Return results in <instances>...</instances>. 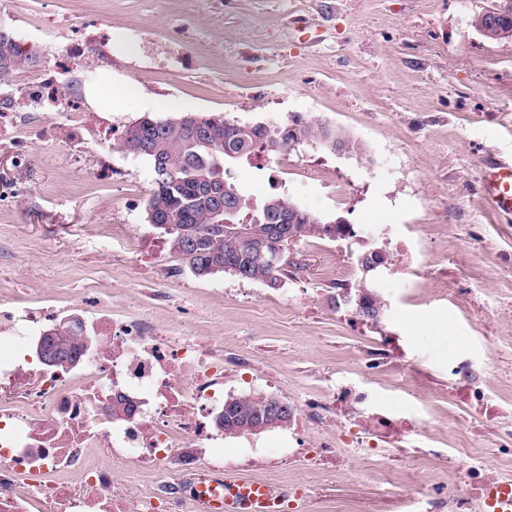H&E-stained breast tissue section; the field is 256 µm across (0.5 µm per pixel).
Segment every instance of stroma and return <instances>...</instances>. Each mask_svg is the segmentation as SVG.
<instances>
[{"label": "stroma", "mask_w": 512, "mask_h": 512, "mask_svg": "<svg viewBox=\"0 0 512 512\" xmlns=\"http://www.w3.org/2000/svg\"><path fill=\"white\" fill-rule=\"evenodd\" d=\"M501 0H0V29L28 59L0 99L18 119L0 126V291L17 310L41 302L60 319L97 289L117 318L135 315L127 296L168 289L187 316L158 307L159 328L223 339L254 369L227 382L228 394L273 393L289 400L323 377L366 390L370 413L430 406V421L405 448H444L448 358L458 337L484 335L483 319H464L451 288L484 290L487 306L512 294V219L482 195L493 157L512 156V39L485 41L472 16ZM85 40L80 53L71 47ZM107 68L136 80L141 95L118 112H63L40 94L44 77L61 92L84 93L88 72ZM180 112L241 124L300 116L343 128L366 148L339 155L306 143L287 160L260 156L236 168L241 191L259 202L286 194L327 220L352 224L342 240L292 246L298 266L279 289L227 273L199 277L146 219L155 188L151 163L121 139L161 103ZM108 224L101 240L92 225ZM421 256L417 276L378 275L385 303L378 325L343 300L365 275L356 264L374 246L400 260V245ZM399 339L407 363L428 373L426 391L405 390L364 373L357 358L380 337ZM327 488L338 512H397L406 478L373 451L331 479L304 462L267 472Z\"/></svg>", "instance_id": "stroma-1"}]
</instances>
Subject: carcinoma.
Listing matches in <instances>:
<instances>
[{"label":"carcinoma","instance_id":"obj_1","mask_svg":"<svg viewBox=\"0 0 512 512\" xmlns=\"http://www.w3.org/2000/svg\"><path fill=\"white\" fill-rule=\"evenodd\" d=\"M495 16L483 12L472 18V27L487 41L512 38V4L494 9ZM27 60L11 35L0 34V79L10 76ZM324 136L322 125L299 117L278 125H242L221 121L209 135L193 133L183 115L161 118L146 113L130 125L121 141L128 153L148 158H162L166 171H154L156 187L146 204L153 215V227L166 236L170 248L197 276L226 273L258 281L270 289L280 287L288 268L289 246L312 237L346 238L353 228L342 222H323L303 210L283 194H274L262 203L252 205L231 176V169L262 154L292 148L298 138L319 140ZM210 186L224 187V212L208 196ZM248 223L256 242L263 250L239 237L236 228ZM385 250L372 249L362 256L364 273L387 268ZM346 301L367 321L377 323L384 314L385 303L364 286L347 293ZM83 322L74 317L52 328L41 341L40 353L55 367L74 360L83 349ZM284 399L275 395L253 393L231 399L225 405L219 424L224 436L237 438L242 429L273 431L286 429L294 419V408L283 409Z\"/></svg>","mask_w":512,"mask_h":512}]
</instances>
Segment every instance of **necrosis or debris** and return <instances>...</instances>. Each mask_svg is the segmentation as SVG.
Instances as JSON below:
<instances>
[{
    "instance_id": "1",
    "label": "necrosis or debris",
    "mask_w": 512,
    "mask_h": 512,
    "mask_svg": "<svg viewBox=\"0 0 512 512\" xmlns=\"http://www.w3.org/2000/svg\"><path fill=\"white\" fill-rule=\"evenodd\" d=\"M76 305L92 314L82 353L59 368L34 348L57 318L49 306L17 315L0 302V512H186L205 477L224 475V372L253 363L210 336L159 330L152 311L115 318L95 290ZM358 361L373 375L394 373L422 385L423 370L402 363L384 340ZM512 361L448 363V402L460 407L454 448L433 453L447 479L406 492L409 512H483L488 486L512 482V413L501 406ZM126 402L127 412L112 406ZM347 399L324 382L297 401L289 459L335 476L367 453L366 432H415V416L370 419L363 432L337 440Z\"/></svg>"
}]
</instances>
